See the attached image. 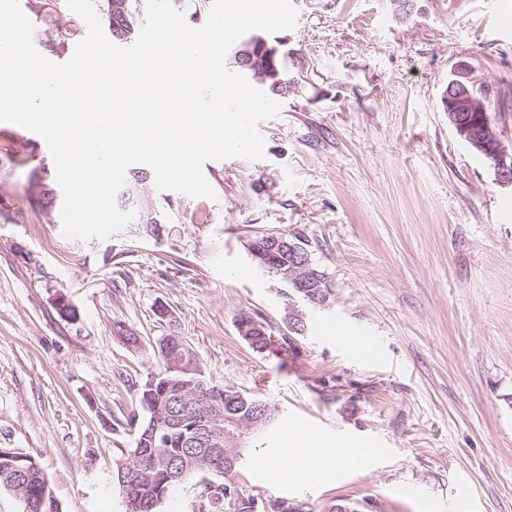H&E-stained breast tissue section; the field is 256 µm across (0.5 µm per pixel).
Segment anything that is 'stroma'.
Here are the masks:
<instances>
[{"label":"stroma","instance_id":"obj_1","mask_svg":"<svg viewBox=\"0 0 512 512\" xmlns=\"http://www.w3.org/2000/svg\"><path fill=\"white\" fill-rule=\"evenodd\" d=\"M34 2L20 0L32 41L63 63L49 43L73 13L66 0L46 13ZM293 4L295 27L276 37L306 80L259 122L263 159L206 162L212 199L147 179L160 237L130 224L66 238L60 207L32 205L45 141L0 121V448L35 459L62 512H125L116 461L145 416L134 384L158 371L157 340L173 325L206 381L275 407L235 476L263 505L512 512V188L441 104L449 77L465 73L512 149V0ZM291 230L335 296L288 344L287 287L245 243ZM244 314L270 351L242 339ZM336 322L370 336L372 356L348 357L321 333ZM313 425L328 443H367L362 468L267 484V458L299 452Z\"/></svg>","mask_w":512,"mask_h":512}]
</instances>
